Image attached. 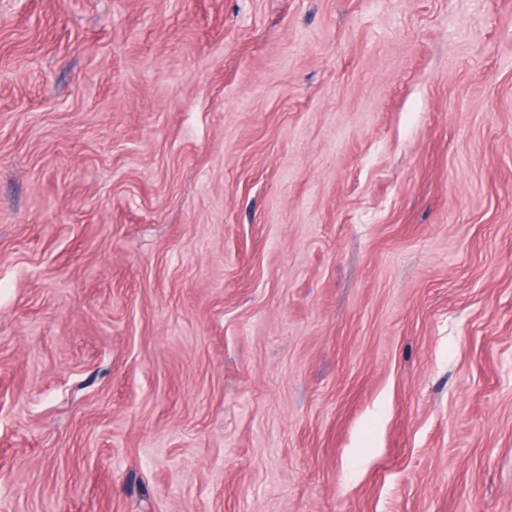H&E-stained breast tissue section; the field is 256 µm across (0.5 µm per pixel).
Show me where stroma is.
I'll list each match as a JSON object with an SVG mask.
<instances>
[{
	"instance_id": "obj_1",
	"label": "stroma",
	"mask_w": 512,
	"mask_h": 512,
	"mask_svg": "<svg viewBox=\"0 0 512 512\" xmlns=\"http://www.w3.org/2000/svg\"><path fill=\"white\" fill-rule=\"evenodd\" d=\"M512 0H0V512H512Z\"/></svg>"
}]
</instances>
